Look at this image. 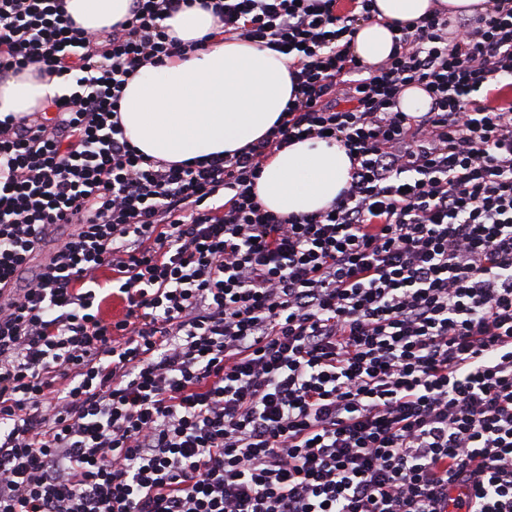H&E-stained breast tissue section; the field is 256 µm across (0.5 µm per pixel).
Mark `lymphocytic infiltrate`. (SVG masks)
<instances>
[{
	"label": "lymphocytic infiltrate",
	"mask_w": 512,
	"mask_h": 512,
	"mask_svg": "<svg viewBox=\"0 0 512 512\" xmlns=\"http://www.w3.org/2000/svg\"><path fill=\"white\" fill-rule=\"evenodd\" d=\"M197 4L285 55L294 97L256 142L168 162L120 104L202 49L166 24ZM377 13L131 0L91 33L0 0V78L73 83L0 121V512H512V0L392 23L368 65ZM305 138L350 181L274 213L255 184Z\"/></svg>",
	"instance_id": "obj_1"
}]
</instances>
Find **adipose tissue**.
Segmentation results:
<instances>
[{
  "mask_svg": "<svg viewBox=\"0 0 512 512\" xmlns=\"http://www.w3.org/2000/svg\"><path fill=\"white\" fill-rule=\"evenodd\" d=\"M130 3L66 0V8L82 27L98 30L123 20ZM437 3L453 15L489 6L488 0H376L378 19L359 29L356 54L368 64L386 59L392 48L387 21L421 18ZM167 24L185 41L210 36V45L128 83L120 115L129 140L146 155L181 162L231 153L261 138L293 96L285 56L244 40H222L214 34L212 14L197 7L175 14ZM65 91L62 79L34 71L0 79V121L43 109ZM350 168L340 145L302 141L268 161L256 192L276 213H311L335 201Z\"/></svg>",
  "mask_w": 512,
  "mask_h": 512,
  "instance_id": "1",
  "label": "adipose tissue"
}]
</instances>
